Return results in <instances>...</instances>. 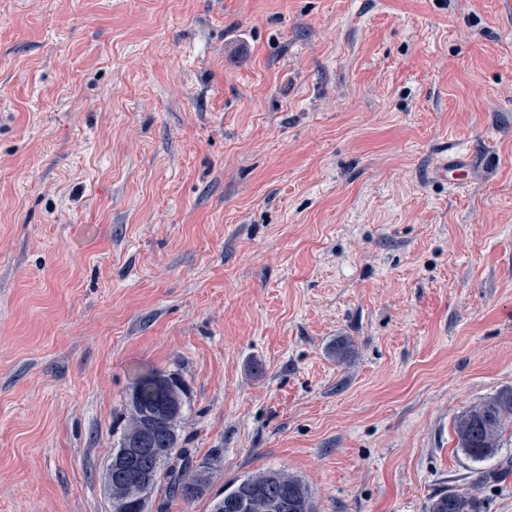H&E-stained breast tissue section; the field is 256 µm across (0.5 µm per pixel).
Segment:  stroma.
Instances as JSON below:
<instances>
[{"instance_id":"1","label":"stroma","mask_w":512,"mask_h":512,"mask_svg":"<svg viewBox=\"0 0 512 512\" xmlns=\"http://www.w3.org/2000/svg\"><path fill=\"white\" fill-rule=\"evenodd\" d=\"M141 369L211 493L512 512V0H0V512H109ZM466 161L461 153L448 156V160L440 168L439 175L444 179H448L449 185L456 186L467 183L472 177V169ZM507 421L512 422V388L464 409L456 418L457 447L477 461L494 458ZM211 512H317L314 493L300 478L268 469L238 479L211 500ZM480 501L464 491H448L436 495L429 512H481Z\"/></svg>"}]
</instances>
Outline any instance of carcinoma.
Segmentation results:
<instances>
[{
  "label": "carcinoma",
  "mask_w": 512,
  "mask_h": 512,
  "mask_svg": "<svg viewBox=\"0 0 512 512\" xmlns=\"http://www.w3.org/2000/svg\"><path fill=\"white\" fill-rule=\"evenodd\" d=\"M161 372L146 370L139 374L128 395L130 414L147 418L163 414L161 423L135 426L129 419L119 442L117 455L126 448H137L134 469L150 477L144 489L128 484L127 473L112 469V487L123 495L112 499V512H146L149 498L162 487L172 499L188 505L207 496L211 484L212 460L194 459L182 447L179 429L188 398L185 381L175 373L171 382L157 383ZM512 422V388L464 409L456 418L454 432L457 447L469 457L484 461L494 458L501 448L506 422ZM211 512H318L314 493L300 478L281 470L268 469L234 481L224 489V497L211 500ZM429 512H481L480 501L464 491L436 495Z\"/></svg>",
  "instance_id": "cac0c4a2"
}]
</instances>
